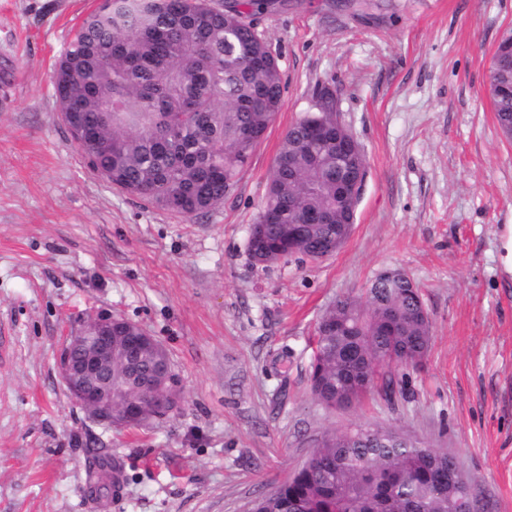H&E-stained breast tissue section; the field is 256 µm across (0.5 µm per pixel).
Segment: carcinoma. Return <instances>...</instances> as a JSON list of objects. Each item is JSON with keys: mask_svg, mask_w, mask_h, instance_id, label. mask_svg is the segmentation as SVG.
<instances>
[{"mask_svg": "<svg viewBox=\"0 0 512 512\" xmlns=\"http://www.w3.org/2000/svg\"><path fill=\"white\" fill-rule=\"evenodd\" d=\"M265 0H102L74 31L52 77L63 120L77 107L98 132L81 150L108 184L164 210L193 218L220 204L258 141L280 112L284 87L277 57L257 29ZM512 80V56L497 47L490 96L502 132L512 134V95L492 83ZM319 118L336 135V112H307L287 131L275 157L247 252L271 266L293 256L281 242L296 226L297 253L316 262L317 245L350 235L343 224L353 200L340 192L348 163L328 141H306ZM327 213L325 224L300 214ZM417 285L374 278L365 296L344 298L320 317L310 365L312 395L327 407L353 405L374 391L395 358L420 364L431 322L420 312ZM396 321L393 334L385 322ZM160 371L146 357L113 377L116 404ZM100 490L112 489L106 455L91 451ZM448 452L398 440L391 426L327 431L285 483L255 501L252 512H476L472 482L457 484Z\"/></svg>", "mask_w": 512, "mask_h": 512, "instance_id": "cac0c4a2", "label": "carcinoma"}]
</instances>
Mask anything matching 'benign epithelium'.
Masks as SVG:
<instances>
[{"label":"benign epithelium","instance_id":"obj_1","mask_svg":"<svg viewBox=\"0 0 512 512\" xmlns=\"http://www.w3.org/2000/svg\"><path fill=\"white\" fill-rule=\"evenodd\" d=\"M336 151L354 156L360 146L344 126L336 132ZM153 341L146 329L141 334L124 337L121 346L113 345L112 317L99 316L84 328L68 336L59 372L71 398L91 422L105 428H133L154 417V413L169 414L181 402L180 393L174 388V379H167L146 392L145 400L126 408L118 418L112 412V367L131 364L138 359Z\"/></svg>","mask_w":512,"mask_h":512}]
</instances>
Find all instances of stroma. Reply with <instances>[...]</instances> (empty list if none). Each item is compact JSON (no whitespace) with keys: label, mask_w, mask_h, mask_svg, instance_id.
Wrapping results in <instances>:
<instances>
[{"label":"stroma","mask_w":512,"mask_h":512,"mask_svg":"<svg viewBox=\"0 0 512 512\" xmlns=\"http://www.w3.org/2000/svg\"><path fill=\"white\" fill-rule=\"evenodd\" d=\"M99 3L0 0V512H251L324 432L374 423L447 450L479 512H512V138L488 89L512 0H295L262 17L282 109L223 205L191 220L110 186L62 120L54 67ZM324 84L367 160L353 232L318 262L253 264L280 143ZM387 268L421 289L428 356L393 369L392 398L325 408L315 326ZM99 312L164 345L177 411L132 429L84 417L58 359ZM91 448L122 469L101 501Z\"/></svg>","instance_id":"obj_1"}]
</instances>
